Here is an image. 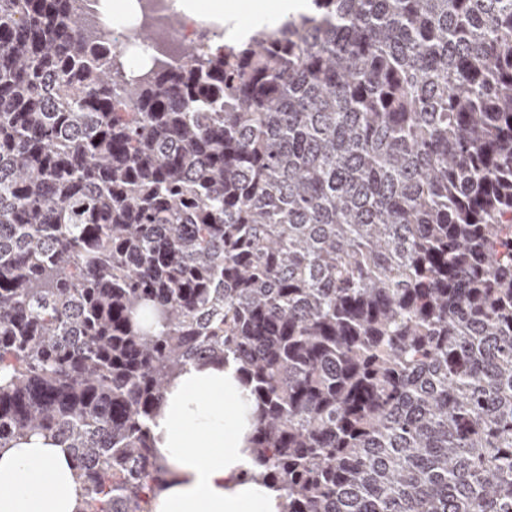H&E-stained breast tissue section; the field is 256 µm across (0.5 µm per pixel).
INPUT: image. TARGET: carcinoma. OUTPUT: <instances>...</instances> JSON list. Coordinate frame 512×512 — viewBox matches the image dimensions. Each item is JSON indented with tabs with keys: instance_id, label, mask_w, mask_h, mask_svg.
Instances as JSON below:
<instances>
[{
	"instance_id": "cac0c4a2",
	"label": "carcinoma",
	"mask_w": 512,
	"mask_h": 512,
	"mask_svg": "<svg viewBox=\"0 0 512 512\" xmlns=\"http://www.w3.org/2000/svg\"><path fill=\"white\" fill-rule=\"evenodd\" d=\"M97 0H0V448L150 512L192 361L283 512H512V0H311L133 74Z\"/></svg>"
}]
</instances>
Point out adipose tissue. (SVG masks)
<instances>
[{"instance_id":"1","label":"adipose tissue","mask_w":512,"mask_h":512,"mask_svg":"<svg viewBox=\"0 0 512 512\" xmlns=\"http://www.w3.org/2000/svg\"><path fill=\"white\" fill-rule=\"evenodd\" d=\"M177 12L219 25L223 43L246 39L240 17L261 28L270 15L305 10V0H175ZM248 392L234 363H195L171 381L149 422L168 474L151 512H281V491L246 479ZM82 488L68 449L33 436L0 448V512H78Z\"/></svg>"}]
</instances>
